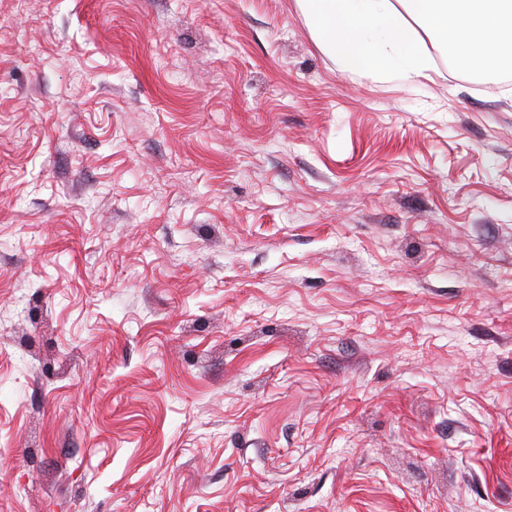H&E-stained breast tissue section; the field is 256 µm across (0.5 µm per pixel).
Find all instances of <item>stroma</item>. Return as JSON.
Masks as SVG:
<instances>
[{
  "instance_id": "1",
  "label": "stroma",
  "mask_w": 512,
  "mask_h": 512,
  "mask_svg": "<svg viewBox=\"0 0 512 512\" xmlns=\"http://www.w3.org/2000/svg\"><path fill=\"white\" fill-rule=\"evenodd\" d=\"M419 38L0 0V512H512V79Z\"/></svg>"
}]
</instances>
